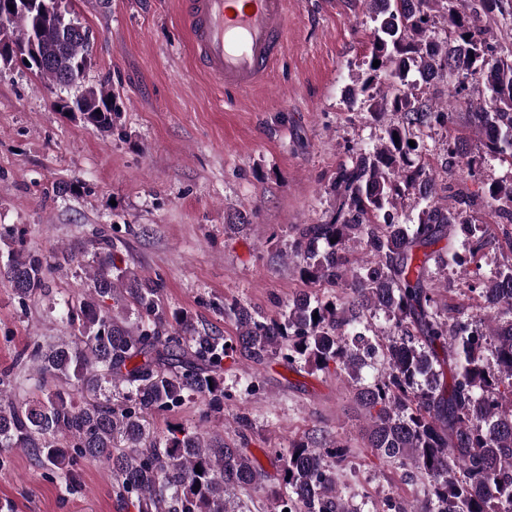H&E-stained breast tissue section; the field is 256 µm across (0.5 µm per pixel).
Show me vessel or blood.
<instances>
[{
	"mask_svg": "<svg viewBox=\"0 0 512 512\" xmlns=\"http://www.w3.org/2000/svg\"><path fill=\"white\" fill-rule=\"evenodd\" d=\"M181 12L211 81L241 93L266 84L285 47L288 0H250L242 10L230 0H182Z\"/></svg>",
	"mask_w": 512,
	"mask_h": 512,
	"instance_id": "obj_1",
	"label": "vessel or blood"
}]
</instances>
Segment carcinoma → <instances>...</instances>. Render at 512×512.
Masks as SVG:
<instances>
[{"label": "carcinoma", "mask_w": 512, "mask_h": 512, "mask_svg": "<svg viewBox=\"0 0 512 512\" xmlns=\"http://www.w3.org/2000/svg\"><path fill=\"white\" fill-rule=\"evenodd\" d=\"M14 2L12 30L36 29L37 54L51 61L31 69L77 90L68 111L112 128V85L85 84L90 30L67 35V25L79 23L71 0L62 8L57 0ZM365 3L375 38L347 102L389 123L371 149L352 150L336 167L329 219L292 226L300 279L342 295L303 292L278 318L238 306L237 336L228 341L184 314L168 316L162 284L119 268L104 239L84 296L59 303L71 335L48 348L35 337L15 358L32 364V396L16 398L11 371L0 372V464L23 449L73 493L74 468L87 459L109 471L116 499L136 512H235L230 494L264 477L250 450L181 424L153 440L150 419L194 395L223 402L224 361L275 354L290 368L303 362L347 376L368 420L367 447L428 481L423 506L375 512H512V182L468 186L477 168L512 167V25L490 24L497 14L512 16V0ZM438 15L448 22L442 39L431 30ZM411 72L425 87L419 94ZM471 85L488 91L475 105L461 96ZM458 107L467 109L480 151L470 153L464 133L450 138L438 170L423 160L426 132L452 124ZM441 172L449 180H439ZM407 199L414 216L404 213ZM479 208L499 228L480 222ZM444 239L447 247L432 249ZM57 271L25 247L0 265L23 304L49 296ZM450 273L464 276L470 304L442 299ZM370 364L379 369L367 382L361 371ZM346 458L338 442H292L281 453L284 490H273L270 512H353L328 463Z\"/></svg>", "instance_id": "obj_1"}]
</instances>
